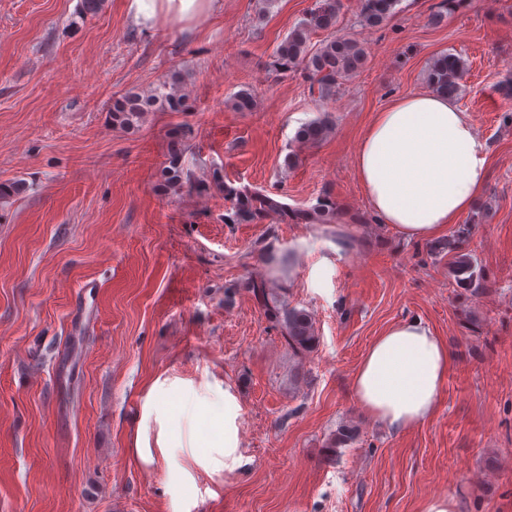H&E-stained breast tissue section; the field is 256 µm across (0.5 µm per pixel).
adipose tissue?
<instances>
[{
    "label": "adipose tissue",
    "mask_w": 512,
    "mask_h": 512,
    "mask_svg": "<svg viewBox=\"0 0 512 512\" xmlns=\"http://www.w3.org/2000/svg\"><path fill=\"white\" fill-rule=\"evenodd\" d=\"M219 0H127L137 26L154 29L160 18L190 21L219 9ZM354 170L369 206L403 238L432 240L468 212L486 186V145L448 94L426 91L396 98L375 113L354 155ZM447 343L418 318L386 328L366 349L353 375L354 397L372 418L396 430L433 417L448 379ZM179 386L153 381L144 416L159 425L158 447L175 435L160 405ZM238 401L225 394L222 409L211 413L196 397L181 405L186 440L205 439L210 447L234 455L239 446Z\"/></svg>",
    "instance_id": "ef3b65f1"
}]
</instances>
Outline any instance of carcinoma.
Wrapping results in <instances>:
<instances>
[{
  "instance_id": "carcinoma-1",
  "label": "carcinoma",
  "mask_w": 512,
  "mask_h": 512,
  "mask_svg": "<svg viewBox=\"0 0 512 512\" xmlns=\"http://www.w3.org/2000/svg\"><path fill=\"white\" fill-rule=\"evenodd\" d=\"M399 0H360L361 18L366 26L377 27L394 12ZM337 0H327L325 7L311 14L293 29L279 46L275 55L277 69L288 72L302 70L309 79L310 89L318 90L319 97L331 98L336 93L340 80L357 72L363 64L365 50L362 45L347 37H333L314 47L310 43L311 33L326 30L336 24ZM464 71L462 58L448 52L437 56L430 67L428 80L438 90L455 96L459 79ZM232 107L238 112H247L254 107V98L247 89L238 91L232 98ZM187 108L185 95L171 87L166 93H141L129 91L112 105V121L131 128L139 125L149 112H183ZM332 129V119L327 113L303 124L296 132V140L303 144H315L325 138ZM162 186L179 190L194 182L192 171L184 165L182 154L171 153L168 165L161 171ZM224 195L234 201L233 212L224 216L228 224L252 222L275 215L284 222L295 224H333L336 207L328 199L300 209L266 194H257L249 188L223 186ZM459 239L448 240V251L456 252L453 272L461 285L471 287L479 278L475 264L467 253H458ZM252 291L261 302L269 322L281 329L288 350L295 357L312 352L318 343L310 315L296 308H289L274 296H269L263 284L252 283Z\"/></svg>"
}]
</instances>
